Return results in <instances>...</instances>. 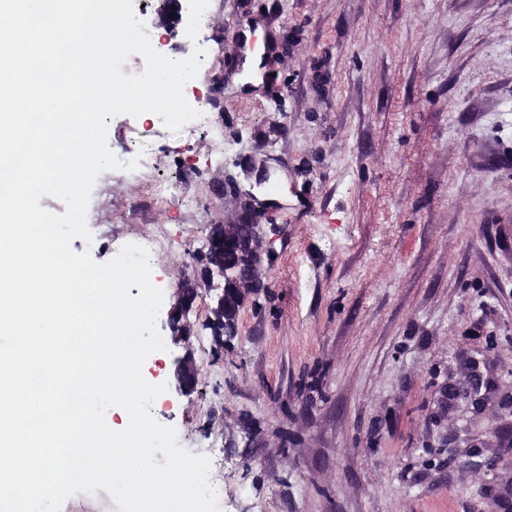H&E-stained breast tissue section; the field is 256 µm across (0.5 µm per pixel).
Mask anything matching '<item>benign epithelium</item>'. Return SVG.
Segmentation results:
<instances>
[{
    "instance_id": "benign-epithelium-1",
    "label": "benign epithelium",
    "mask_w": 512,
    "mask_h": 512,
    "mask_svg": "<svg viewBox=\"0 0 512 512\" xmlns=\"http://www.w3.org/2000/svg\"><path fill=\"white\" fill-rule=\"evenodd\" d=\"M199 0H163L154 26L162 27L170 33L177 32L183 18L193 14L198 9ZM242 247L240 227L236 224L208 243L205 255V268L208 274L219 273L224 278V288L217 295L216 306L212 308L215 328V347L220 348L227 340L236 336V315L240 303V288L242 282H255L259 278L260 256L251 251L250 263L242 267L235 263L233 255ZM197 297V291L181 288L175 306L168 312V326L172 332L171 340L178 343L184 335L182 319L192 309ZM199 369L195 358L189 352L176 359L175 382L176 390L182 395L192 394L198 386ZM482 386L481 376L474 375L464 388H448V403L456 404L461 400L469 403L480 401Z\"/></svg>"
}]
</instances>
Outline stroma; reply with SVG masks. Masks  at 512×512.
<instances>
[{"instance_id":"1","label":"stroma","mask_w":512,"mask_h":512,"mask_svg":"<svg viewBox=\"0 0 512 512\" xmlns=\"http://www.w3.org/2000/svg\"><path fill=\"white\" fill-rule=\"evenodd\" d=\"M261 30V86L237 84ZM204 56L222 137L111 119L87 209L97 263L157 234L152 281L198 298L148 357L152 412L211 460L220 512H512V0H210L160 49ZM162 182L163 199L148 192ZM250 209L264 269L215 348L211 228ZM192 349L196 391L178 394ZM483 378L481 407L449 386Z\"/></svg>"}]
</instances>
